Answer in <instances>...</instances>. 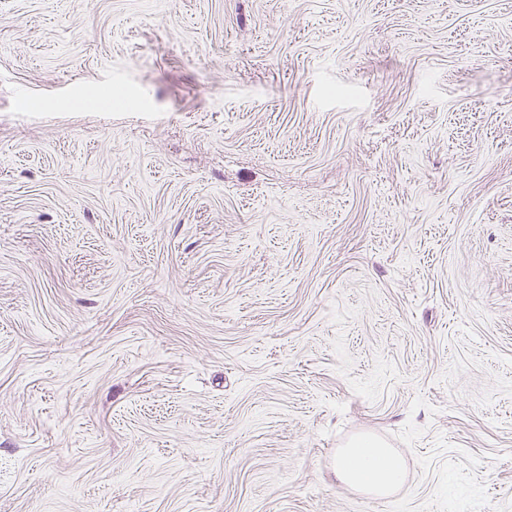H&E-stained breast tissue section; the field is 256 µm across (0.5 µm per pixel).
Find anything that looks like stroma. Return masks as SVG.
<instances>
[{
  "instance_id": "stroma-1",
  "label": "stroma",
  "mask_w": 512,
  "mask_h": 512,
  "mask_svg": "<svg viewBox=\"0 0 512 512\" xmlns=\"http://www.w3.org/2000/svg\"><path fill=\"white\" fill-rule=\"evenodd\" d=\"M0 512H512V0H0ZM336 477L351 487L383 496L402 482L404 469L382 442L360 439L340 450Z\"/></svg>"
}]
</instances>
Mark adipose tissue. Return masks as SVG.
Listing matches in <instances>:
<instances>
[{
    "instance_id": "obj_1",
    "label": "adipose tissue",
    "mask_w": 512,
    "mask_h": 512,
    "mask_svg": "<svg viewBox=\"0 0 512 512\" xmlns=\"http://www.w3.org/2000/svg\"><path fill=\"white\" fill-rule=\"evenodd\" d=\"M336 477L351 487L383 496L402 482L404 469L382 442L360 439L340 450Z\"/></svg>"
}]
</instances>
